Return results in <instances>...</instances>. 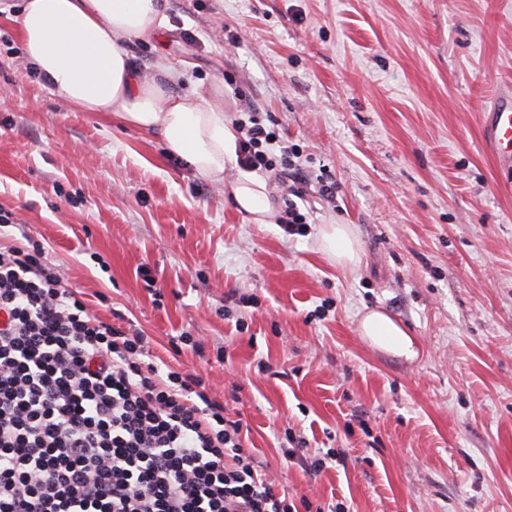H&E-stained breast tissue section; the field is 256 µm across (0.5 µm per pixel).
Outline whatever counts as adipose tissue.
<instances>
[{
    "label": "adipose tissue",
    "mask_w": 512,
    "mask_h": 512,
    "mask_svg": "<svg viewBox=\"0 0 512 512\" xmlns=\"http://www.w3.org/2000/svg\"><path fill=\"white\" fill-rule=\"evenodd\" d=\"M166 0H24L17 16L27 57L44 85L86 112H109L134 129L160 135L169 153L184 159L201 178L224 181L236 163L237 135L217 93H174L143 74L124 47L133 36H150L165 25ZM231 195L256 224L274 223L277 212L265 181L242 170ZM323 254L340 266L360 256L351 228L326 224ZM369 343L398 358L418 355L413 336L387 314L373 311L361 322Z\"/></svg>",
    "instance_id": "1"
}]
</instances>
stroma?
Wrapping results in <instances>:
<instances>
[{
    "label": "stroma",
    "instance_id": "obj_1",
    "mask_svg": "<svg viewBox=\"0 0 512 512\" xmlns=\"http://www.w3.org/2000/svg\"><path fill=\"white\" fill-rule=\"evenodd\" d=\"M0 14V210L102 320L161 368L198 375L290 498L351 512H512V167L485 142L512 96V0H167L125 47L178 92L221 87L298 145L303 234L255 224L104 112L73 108ZM335 180V203L317 193ZM325 224L360 243L351 267ZM371 310L419 341L412 361L361 334ZM333 448L313 473L291 440ZM322 253L339 266H353L360 260L358 247L348 224H325L319 231Z\"/></svg>",
    "mask_w": 512,
    "mask_h": 512
}]
</instances>
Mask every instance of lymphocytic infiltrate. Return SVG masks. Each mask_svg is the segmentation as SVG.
<instances>
[{
  "instance_id": "1",
  "label": "lymphocytic infiltrate",
  "mask_w": 512,
  "mask_h": 512,
  "mask_svg": "<svg viewBox=\"0 0 512 512\" xmlns=\"http://www.w3.org/2000/svg\"><path fill=\"white\" fill-rule=\"evenodd\" d=\"M235 128L239 165L284 188L279 221L301 233L296 146L253 111ZM150 354L39 247L0 246V512H311L279 493L200 379Z\"/></svg>"
}]
</instances>
